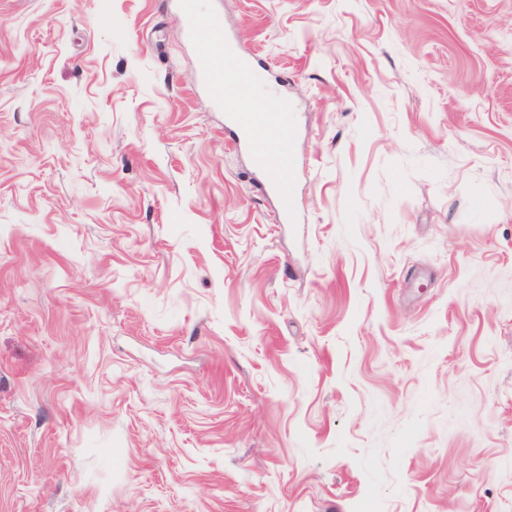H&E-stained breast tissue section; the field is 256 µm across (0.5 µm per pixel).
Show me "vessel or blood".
I'll list each match as a JSON object with an SVG mask.
<instances>
[{
    "mask_svg": "<svg viewBox=\"0 0 512 512\" xmlns=\"http://www.w3.org/2000/svg\"><path fill=\"white\" fill-rule=\"evenodd\" d=\"M184 36L194 45L199 79L214 103L226 114L237 144L245 145L253 168L269 174L267 189L277 200L280 220L293 223L298 202L292 186L280 180L283 171L297 163L295 116L287 106L266 94L258 68L231 49L214 51L213 43L224 29L222 14L206 9L204 0H180ZM256 97L263 110L248 111L239 100Z\"/></svg>",
    "mask_w": 512,
    "mask_h": 512,
    "instance_id": "vessel-or-blood-1",
    "label": "vessel or blood"
}]
</instances>
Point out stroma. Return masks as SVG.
Wrapping results in <instances>:
<instances>
[{"mask_svg": "<svg viewBox=\"0 0 512 512\" xmlns=\"http://www.w3.org/2000/svg\"><path fill=\"white\" fill-rule=\"evenodd\" d=\"M0 0V512H512V0ZM179 13L184 36L197 51L199 79L206 86L214 103L224 112L233 128L236 145L244 144L253 168L270 175L267 190L277 200L282 222L293 224L298 202L293 187L278 179L283 171H292L297 163L295 147V116L288 105H279L263 89L259 69L248 59L227 47L216 52L212 46L224 29V16L206 9L203 0H181ZM261 97L266 111L244 110L239 100ZM277 110L278 112H270ZM269 136L273 137L270 140Z\"/></svg>", "mask_w": 512, "mask_h": 512, "instance_id": "35a3bbf8", "label": "stroma"}]
</instances>
